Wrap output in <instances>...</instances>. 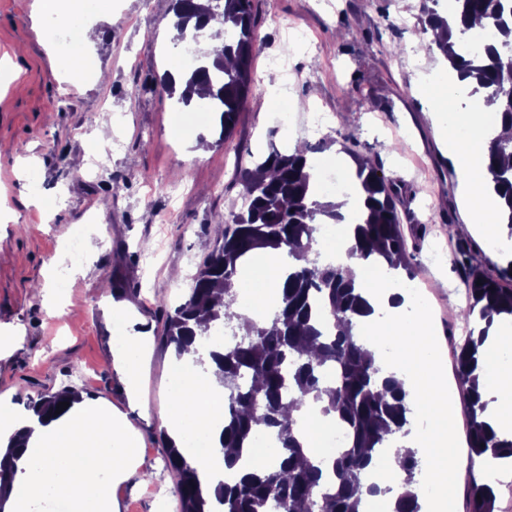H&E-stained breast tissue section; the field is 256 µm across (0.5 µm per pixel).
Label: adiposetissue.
Listing matches in <instances>:
<instances>
[{
    "instance_id": "ef3b65f1",
    "label": "adipose tissue",
    "mask_w": 512,
    "mask_h": 512,
    "mask_svg": "<svg viewBox=\"0 0 512 512\" xmlns=\"http://www.w3.org/2000/svg\"><path fill=\"white\" fill-rule=\"evenodd\" d=\"M512 129L496 126L492 133L478 130L463 133L458 123L440 129L448 144V153L458 166L465 197L486 217L484 234L495 240L499 225L495 220L501 199L489 189L487 171L490 138L509 135ZM290 260L284 251L261 254L248 281L255 300L248 317L263 313L267 297L277 294L288 274ZM397 289L368 293L373 315L356 320L355 331L371 351L381 343H391L398 366L389 373L401 383L412 399L416 414L433 419L438 430L448 426V406L454 389L439 370L436 342L427 330V315L408 321L405 304L397 303ZM198 345L189 346L182 360L171 369L173 393L163 422L171 429L176 445H183L188 433L206 427L211 414L221 406L223 386L215 364L206 374L194 366ZM490 422L496 430H512V367L495 370L490 378ZM10 433L26 434V448L16 462L12 492L0 512H33L36 498L47 491L69 499L74 512H119L112 497L113 480L138 478L148 482L151 474L138 457L132 440L133 426L123 418L106 412L102 404L84 396L73 398L67 410L48 424H40L34 415L12 419Z\"/></svg>"
}]
</instances>
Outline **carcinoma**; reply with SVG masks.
I'll use <instances>...</instances> for the list:
<instances>
[{"label":"carcinoma","mask_w":512,"mask_h":512,"mask_svg":"<svg viewBox=\"0 0 512 512\" xmlns=\"http://www.w3.org/2000/svg\"><path fill=\"white\" fill-rule=\"evenodd\" d=\"M447 17L434 8L438 0H422V32L437 31L434 44L457 82L483 95V105L495 106L500 122L512 127V0H454ZM173 41L197 34L214 23L224 30L220 46L183 73L179 84L168 71L155 78L160 91L184 106L205 103L219 116L220 136L235 126L251 92L254 16L252 0H174ZM493 29L491 41L476 55L459 52L465 35L474 29ZM324 148L304 147L290 154L272 152L253 168L238 172L246 203L229 216L221 245L204 260L187 298L163 314V340L181 356L196 328L215 326L241 332L224 352H211L224 385V426L221 443L239 453L224 457L227 477L205 496L197 469L180 449L168 447V465L176 479L181 512H358L364 496L384 495L367 481L378 456L397 438L411 432L413 418L407 393L383 369L363 339L353 333L356 317L371 314L356 287L353 274L342 264L316 259V234L321 224H338L344 215L336 205L315 199L318 190L308 171L309 154ZM353 179L365 193L355 224L350 259L365 265L402 268L414 279L397 208V190L365 156H353ZM488 171L494 191L504 200L499 223L512 233V137L490 142ZM258 248L285 249L297 265L280 288L276 308L262 324L236 310L241 269ZM468 306L463 320L468 330L456 357V371L468 403V443L472 454L490 467L512 462V438L498 434L489 422L483 400L486 362L483 347L495 324L512 319V266L498 277L470 267ZM73 393L64 389L41 397L30 410L43 424L57 417L56 406ZM328 397L323 413H336L348 432L346 447L329 458L334 483L328 484L321 466L311 463L297 436L290 410L309 400ZM266 433L276 442L274 458L255 464L242 456L254 437ZM23 437L14 436L0 456V504L13 479L12 462ZM399 475L417 483L422 461L416 450H393ZM495 482H472L469 512H495ZM415 495L400 494L393 512H420Z\"/></svg>","instance_id":"1"}]
</instances>
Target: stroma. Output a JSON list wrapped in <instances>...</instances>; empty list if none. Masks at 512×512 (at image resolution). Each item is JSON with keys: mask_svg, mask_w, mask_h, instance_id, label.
Segmentation results:
<instances>
[{"mask_svg": "<svg viewBox=\"0 0 512 512\" xmlns=\"http://www.w3.org/2000/svg\"><path fill=\"white\" fill-rule=\"evenodd\" d=\"M34 2L0 0V56L9 58L0 68V395L22 415L70 387L129 419L154 476L113 482L120 512H159L162 497L178 502L162 421L176 354L158 339L162 313L184 300L185 282L220 245L216 218L240 199L238 168L271 151L322 141L336 157L345 147L401 187L411 265L430 300L441 369L454 375L467 303L458 249L470 247L494 277L512 262V239L481 234L439 137L447 105L466 121L472 98L411 91L413 80L448 73L421 31V0H253L254 90L238 123L225 137L214 123L185 140L171 124L174 101L155 83L184 68L170 51L171 0H102L92 9L61 0L37 25ZM63 15L70 35L59 38L50 29ZM87 22L102 33L91 50L75 36ZM297 30L306 38L296 52L289 42ZM274 57L296 77L265 109ZM97 213L108 216L110 233L103 242L87 235L84 264L71 265L65 241ZM112 298L131 304L133 329L152 334L134 394L112 365Z\"/></svg>", "mask_w": 512, "mask_h": 512, "instance_id": "stroma-1", "label": "stroma"}]
</instances>
